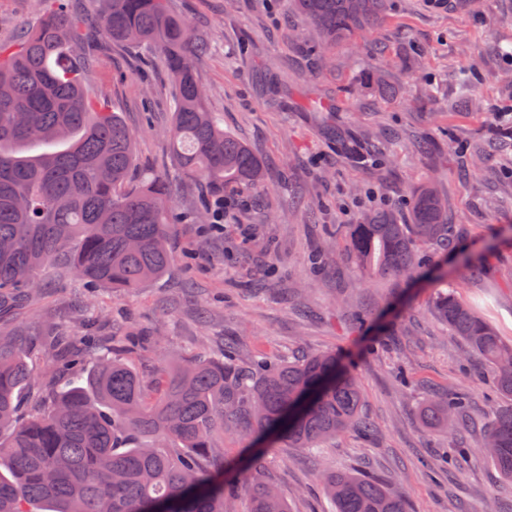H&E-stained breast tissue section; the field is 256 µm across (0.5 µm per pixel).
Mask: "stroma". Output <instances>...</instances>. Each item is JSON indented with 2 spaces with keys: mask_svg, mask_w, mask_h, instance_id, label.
Listing matches in <instances>:
<instances>
[{
  "mask_svg": "<svg viewBox=\"0 0 512 512\" xmlns=\"http://www.w3.org/2000/svg\"><path fill=\"white\" fill-rule=\"evenodd\" d=\"M389 0L385 21L353 42L312 52L320 36L295 0H172V7L211 44L200 67L209 106L225 131L262 160L265 180L226 210L223 230L178 224L175 262L159 279L128 289L85 288L72 270L50 267L42 286L17 314L0 322L22 346L45 344V325L71 335H121L157 327L159 344L129 358L152 378L178 353L206 356L237 339L248 362L281 355L335 352L358 377L361 413L376 426L369 441L338 435L313 467L302 448L278 445L266 453L260 478L275 485L291 512H332L320 470L368 473L402 493L408 512H512V488L489 460L430 475L428 460L452 444L460 426L432 429L419 416L431 390L468 393V441L478 448L497 411L511 400L496 393L495 370L466 355L464 343L433 311L450 289L498 334L512 341V152L481 143L461 160L447 136L479 140L495 111L512 113V0ZM38 0H0V41L12 42L36 22ZM88 75L133 132L138 175L166 177L176 212L200 208L201 188L179 172L165 131L174 89L158 56L125 46L96 48ZM382 75L383 96L364 88L366 71ZM476 71L479 108L452 112L464 72ZM332 103L316 112L314 101ZM359 126L399 131L384 160L371 166L337 161L323 128ZM441 147H414L418 135ZM433 183L458 234L457 254L422 245L424 264L409 281L363 278L345 252L336 225L358 223L368 212L405 210L410 192ZM323 249L332 262L308 267ZM480 257L473 276L458 253ZM446 268L447 280L432 273ZM260 292H251L253 282ZM255 432L229 416L218 443L228 466L247 468Z\"/></svg>",
  "mask_w": 512,
  "mask_h": 512,
  "instance_id": "1",
  "label": "stroma"
}]
</instances>
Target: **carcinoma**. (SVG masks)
<instances>
[{
  "label": "carcinoma",
  "mask_w": 512,
  "mask_h": 512,
  "mask_svg": "<svg viewBox=\"0 0 512 512\" xmlns=\"http://www.w3.org/2000/svg\"><path fill=\"white\" fill-rule=\"evenodd\" d=\"M97 25L110 44L162 56L175 89L166 136L182 174L205 189L195 224L224 200L264 177L260 158L224 132L209 111L196 64L210 52L190 25L169 10V0H104ZM37 24L19 43L0 44V313L39 287L40 274L65 263L89 288H138L173 264L169 248L174 208L166 179L131 181L134 135L84 78L92 57L70 0H41ZM326 47L350 40L384 21L387 0H297ZM460 81L448 110L472 105ZM336 153L355 163L378 161L396 132L368 138L329 129ZM41 146L46 151L29 155ZM409 223L390 210L358 224H338L359 267L370 275L400 277L420 267L417 244L453 245L439 194L428 185L409 198ZM435 315L469 351L496 369L498 391L512 398V343L505 342L454 293L433 301ZM154 337L83 336L55 328L51 355L25 351L0 334V512H224V500L242 489L249 512H290L277 489L247 474L226 473L216 439L224 417L242 411L271 445L307 448L314 463L320 446L353 431L375 435L360 418L357 378L334 354L282 362L237 363L234 339L210 357H181L147 381L125 362ZM46 368L53 393L29 413L24 387ZM469 397L458 389L432 395L421 410L429 426L466 415ZM484 444L488 459L512 486V405L492 422ZM334 512H407L406 500L382 482L353 472H324Z\"/></svg>",
  "instance_id": "cac0c4a2"
}]
</instances>
